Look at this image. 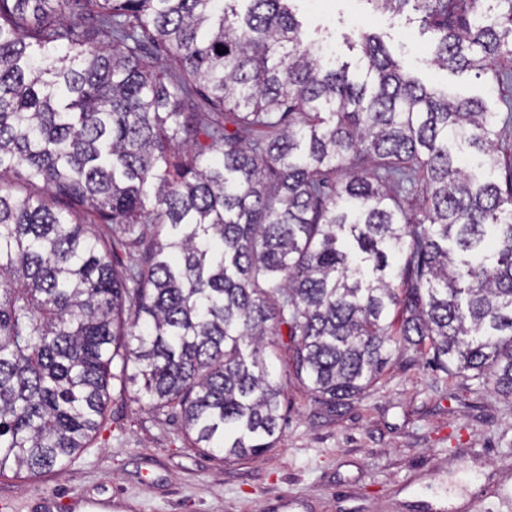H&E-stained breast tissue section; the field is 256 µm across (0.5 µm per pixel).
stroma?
I'll use <instances>...</instances> for the list:
<instances>
[{"label": "stroma", "instance_id": "1", "mask_svg": "<svg viewBox=\"0 0 512 512\" xmlns=\"http://www.w3.org/2000/svg\"><path fill=\"white\" fill-rule=\"evenodd\" d=\"M307 35L329 36L345 60L355 27L380 35L422 83L462 96L488 95L474 73L430 61L429 34L411 13L366 0H294ZM283 431L261 456L225 461L195 447L181 410L153 408L135 387L110 389L106 421L74 462L39 478L0 477V512H41L56 498L69 512L78 497L117 500L119 512H512V397L462 383L429 352L394 353L381 379L347 407L319 403L287 369Z\"/></svg>", "mask_w": 512, "mask_h": 512}]
</instances>
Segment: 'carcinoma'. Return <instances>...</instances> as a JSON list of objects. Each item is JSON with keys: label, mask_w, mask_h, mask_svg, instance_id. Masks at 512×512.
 <instances>
[{"label": "carcinoma", "mask_w": 512, "mask_h": 512, "mask_svg": "<svg viewBox=\"0 0 512 512\" xmlns=\"http://www.w3.org/2000/svg\"><path fill=\"white\" fill-rule=\"evenodd\" d=\"M289 2L0 0V476L78 458L112 381L257 455L282 335L331 406L426 344L512 397V95L428 87L374 33L360 81ZM370 2L512 88V0ZM81 212L156 242L119 271Z\"/></svg>", "instance_id": "1"}]
</instances>
